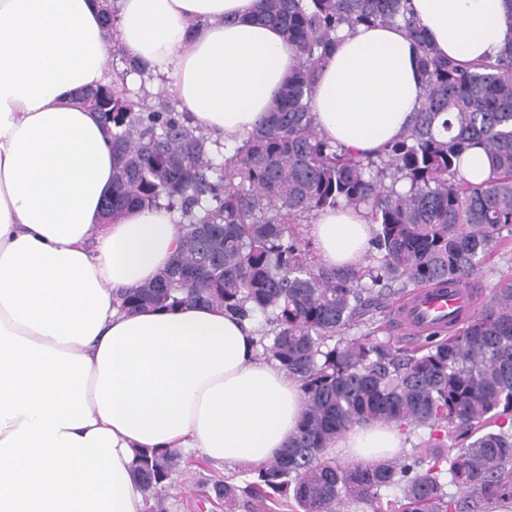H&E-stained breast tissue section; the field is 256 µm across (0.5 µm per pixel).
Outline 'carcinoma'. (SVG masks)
Instances as JSON below:
<instances>
[{"label":"carcinoma","instance_id":"obj_1","mask_svg":"<svg viewBox=\"0 0 512 512\" xmlns=\"http://www.w3.org/2000/svg\"><path fill=\"white\" fill-rule=\"evenodd\" d=\"M299 57L260 127L229 155L176 101L149 102L128 88L132 60L83 102L112 126V196L118 217L164 199L181 213V248L157 278L121 298V308L215 305L242 319L264 317L263 355L297 376L301 421L278 458L239 482L213 485L225 512L244 498L290 512H338L343 500L378 503L403 484L389 512H466L441 474L482 499L512 502V279L452 336L405 349L368 332L344 331L372 302L408 289L463 284L502 232L512 234V38L495 61L462 67L440 56L407 0H260ZM399 25L420 48L425 94L402 139L376 157H353L321 136L311 96L338 27ZM482 149L493 175L479 184L460 171ZM365 208L371 264L331 268L301 249L288 224L337 206ZM377 420L408 435L430 429L428 468L382 460L336 463L329 445L348 428ZM181 453L136 452L135 477L159 507Z\"/></svg>","mask_w":512,"mask_h":512}]
</instances>
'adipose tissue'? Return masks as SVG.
<instances>
[{
    "label": "adipose tissue",
    "instance_id": "1",
    "mask_svg": "<svg viewBox=\"0 0 512 512\" xmlns=\"http://www.w3.org/2000/svg\"><path fill=\"white\" fill-rule=\"evenodd\" d=\"M258 0H0V512H141L136 451L228 463L282 454L301 415L298 380L265 358L255 323L218 307L120 310L185 233L166 204L105 222L112 131L80 97L113 53L170 79L180 111L224 145L266 119L298 64ZM441 55L468 64L512 36L506 0H409ZM419 48L399 26L340 28L316 81L324 137L374 154L424 97ZM324 264L359 266L372 230L347 207L309 226ZM337 457L403 453L379 422L350 427Z\"/></svg>",
    "mask_w": 512,
    "mask_h": 512
}]
</instances>
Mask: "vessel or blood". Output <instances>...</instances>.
I'll return each mask as SVG.
<instances>
[{
    "label": "vessel or blood",
    "mask_w": 512,
    "mask_h": 512,
    "mask_svg": "<svg viewBox=\"0 0 512 512\" xmlns=\"http://www.w3.org/2000/svg\"><path fill=\"white\" fill-rule=\"evenodd\" d=\"M400 323L406 333L417 336L428 330L461 323L474 313L475 303L468 290L447 286L419 288L400 305Z\"/></svg>",
    "instance_id": "b4317fda"
}]
</instances>
